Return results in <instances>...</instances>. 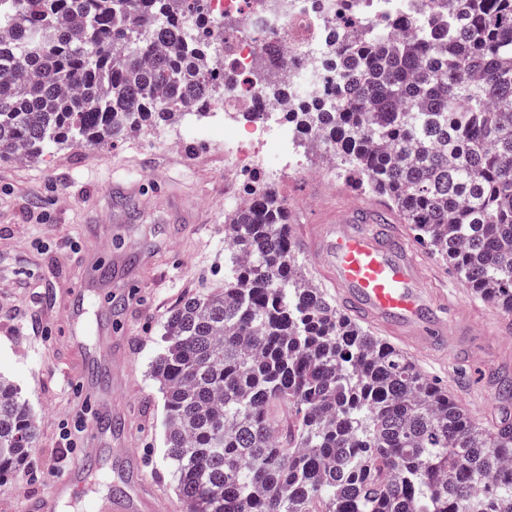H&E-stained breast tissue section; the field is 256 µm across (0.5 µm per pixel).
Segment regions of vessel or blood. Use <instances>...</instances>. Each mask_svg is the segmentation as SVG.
<instances>
[{
  "mask_svg": "<svg viewBox=\"0 0 512 512\" xmlns=\"http://www.w3.org/2000/svg\"><path fill=\"white\" fill-rule=\"evenodd\" d=\"M377 208L359 205L340 210L328 224L308 226L304 241L321 265L322 274L336 290V304L349 318L365 323L387 336L408 342L422 353L455 345L469 328L440 318L447 305L443 294L425 288L423 267L411 256L402 236L391 225L372 229ZM98 412L87 424L89 446L82 470L57 478L52 495L30 497L29 512H57L61 500L99 468L94 447L110 424ZM160 504L145 482H128L124 496H98L91 512H159Z\"/></svg>",
  "mask_w": 512,
  "mask_h": 512,
  "instance_id": "obj_1",
  "label": "vessel or blood"
}]
</instances>
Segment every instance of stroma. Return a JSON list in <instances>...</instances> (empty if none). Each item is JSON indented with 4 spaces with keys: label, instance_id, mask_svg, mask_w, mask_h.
Returning <instances> with one entry per match:
<instances>
[{
    "label": "stroma",
    "instance_id": "stroma-1",
    "mask_svg": "<svg viewBox=\"0 0 512 512\" xmlns=\"http://www.w3.org/2000/svg\"><path fill=\"white\" fill-rule=\"evenodd\" d=\"M320 164V149L309 144L301 170L272 177L295 201L289 213L299 238L320 215L378 204L336 171L306 177ZM239 192L224 179L223 132L190 136L176 125L134 132L113 146L0 161V373L22 388L38 433L25 470L0 485V512H23L24 496L51 493L59 474L81 464L82 451L70 449L86 440L76 422L104 401L120 414L99 444L100 482L125 490L113 444L124 434L166 512H186L163 462L161 395L150 368L167 313L189 296L223 290L224 216ZM405 240L425 265L426 288L443 293L473 331L457 350L414 360L488 426L498 408L489 379L512 374V324L413 234ZM92 250L128 293L126 310L111 316L90 300L76 310L75 294L90 280L82 260ZM116 338L129 356L126 383L96 399L84 395L74 385L81 353Z\"/></svg>",
    "mask_w": 512,
    "mask_h": 512
}]
</instances>
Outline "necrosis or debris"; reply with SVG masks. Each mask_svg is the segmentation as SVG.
<instances>
[{
    "mask_svg": "<svg viewBox=\"0 0 512 512\" xmlns=\"http://www.w3.org/2000/svg\"><path fill=\"white\" fill-rule=\"evenodd\" d=\"M341 5V0H209L211 14L239 20L236 31L224 34L238 81L225 85L224 100L215 112L224 127V160L234 170L248 168L254 155L263 156L274 171L298 166L301 132L280 117L288 109L287 100L271 99L251 86L250 73L262 49L274 47L285 61L293 44L302 41L307 58L301 67L290 68L292 80H303L321 99H334V79L321 62L344 38L334 28Z\"/></svg>",
    "mask_w": 512,
    "mask_h": 512,
    "instance_id": "necrosis-or-debris-1",
    "label": "necrosis or debris"
}]
</instances>
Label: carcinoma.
I'll list each match as a JSON object with an SVG mask.
<instances>
[{"instance_id":"1","label":"carcinoma","mask_w":512,"mask_h":512,"mask_svg":"<svg viewBox=\"0 0 512 512\" xmlns=\"http://www.w3.org/2000/svg\"><path fill=\"white\" fill-rule=\"evenodd\" d=\"M172 2L0 0V161L113 144L182 108L208 117L236 76L198 63L237 24ZM350 2V40L322 63L335 104L298 98L288 122L512 321V0H426L397 41ZM278 75L254 71L267 95L293 94ZM243 192L224 216V291L170 311L151 365L188 512H512V411L479 427L306 279L273 182ZM493 386L512 402V377ZM36 443L1 376L0 484Z\"/></svg>"}]
</instances>
